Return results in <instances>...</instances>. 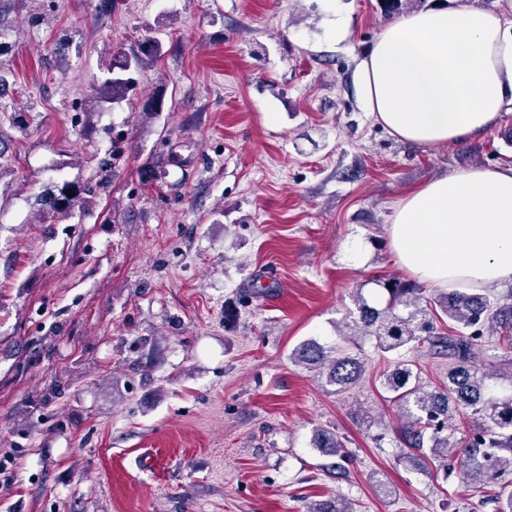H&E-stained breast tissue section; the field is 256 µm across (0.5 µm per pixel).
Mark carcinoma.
Returning <instances> with one entry per match:
<instances>
[{"label": "carcinoma", "mask_w": 512, "mask_h": 512, "mask_svg": "<svg viewBox=\"0 0 512 512\" xmlns=\"http://www.w3.org/2000/svg\"><path fill=\"white\" fill-rule=\"evenodd\" d=\"M160 56L158 43L146 39L127 54L118 53L107 76L95 86L96 102L119 103L132 86L131 69L142 68ZM96 188L75 189L69 183L56 186L44 200L54 213H64L90 202ZM388 298L383 308L371 306L356 289L353 302L357 315L346 323L350 332L339 333L342 344L324 346L315 340L301 344L294 360L336 386V392L352 390L365 375V364L348 346L372 336L383 354L395 353L394 368L379 376V383L399 409L397 447L399 460L411 466L440 463L448 458L457 465L446 466V477L463 484H499L508 480V490L493 497L495 512H512V393L498 395L494 384L512 386V358L502 363L489 361L491 329L512 343V293L497 296L489 290H441L425 296L419 283L389 278L381 283ZM448 359V383L429 390L422 383L411 352ZM463 418V436L454 440L449 429L453 416ZM314 447L323 455L345 458L344 443L334 433L319 430ZM310 512H353L352 503L338 495L310 505Z\"/></svg>", "instance_id": "cac0c4a2"}]
</instances>
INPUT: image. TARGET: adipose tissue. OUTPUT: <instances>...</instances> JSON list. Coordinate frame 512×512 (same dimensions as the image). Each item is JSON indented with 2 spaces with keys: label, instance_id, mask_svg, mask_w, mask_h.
<instances>
[{
  "label": "adipose tissue",
  "instance_id": "ef3b65f1",
  "mask_svg": "<svg viewBox=\"0 0 512 512\" xmlns=\"http://www.w3.org/2000/svg\"><path fill=\"white\" fill-rule=\"evenodd\" d=\"M502 14L464 0L390 23L357 66L366 112L398 140L459 143L512 105V36ZM399 265L445 288L512 282V166L428 181L402 197L388 226Z\"/></svg>",
  "mask_w": 512,
  "mask_h": 512
}]
</instances>
